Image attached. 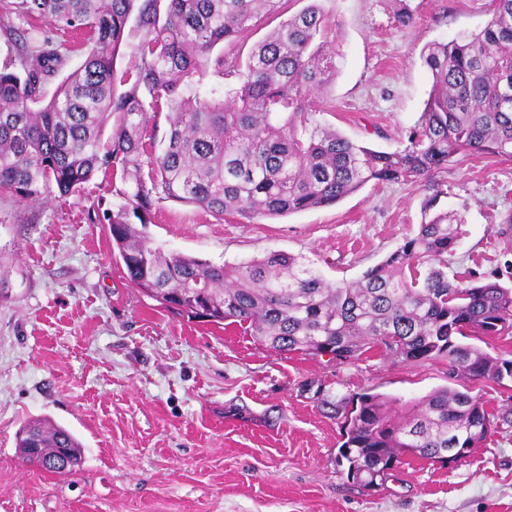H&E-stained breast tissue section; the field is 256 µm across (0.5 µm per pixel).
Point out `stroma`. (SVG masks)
<instances>
[{
	"instance_id": "1",
	"label": "stroma",
	"mask_w": 512,
	"mask_h": 512,
	"mask_svg": "<svg viewBox=\"0 0 512 512\" xmlns=\"http://www.w3.org/2000/svg\"><path fill=\"white\" fill-rule=\"evenodd\" d=\"M323 0L342 31L338 74L317 123L381 150L404 148L431 80L425 44L480 30L490 0ZM439 206L464 224L449 274L512 261V159L457 156ZM119 181L31 207L0 196V512H512V380L473 383L498 423L467 458H407L368 490L338 464L346 410L364 393L410 401L449 386L444 360L369 353L344 363L269 349L236 325L164 308L129 281L104 213ZM417 183L367 184L335 205L281 219L216 217L163 200L154 243L229 265L302 257L334 284L358 279L422 222ZM47 418L82 441L67 476L19 459L16 434Z\"/></svg>"
}]
</instances>
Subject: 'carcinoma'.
<instances>
[{"label": "carcinoma", "mask_w": 512, "mask_h": 512, "mask_svg": "<svg viewBox=\"0 0 512 512\" xmlns=\"http://www.w3.org/2000/svg\"><path fill=\"white\" fill-rule=\"evenodd\" d=\"M279 2L0 0V36L14 50L0 68V194L44 205L80 195L99 171L118 174L128 187L116 191L107 215L112 247L130 281L165 307L236 324L278 352L346 361L376 351L404 362L446 359L450 374L466 381L511 378L512 360L458 337L511 331L512 285L499 273L448 278L459 237L453 223L461 220L436 207L444 196L437 177L456 156L512 158V0H492L481 30L422 48L431 90L408 145L395 152L311 120L338 72L340 32L321 0H309L240 57L238 44ZM393 2L395 25L413 26L409 0ZM11 15L29 27L4 23ZM65 30L87 44L73 69L71 45L55 37ZM129 33L139 37L135 62L119 74L114 57ZM220 43L228 50L212 56ZM210 69L229 83L205 84ZM162 111L168 129L160 135L148 124ZM370 182L424 183V220L342 285L292 255L214 265L167 252L145 232L162 199L218 216L277 219L334 205ZM396 404L370 394L345 416L339 455L364 487L368 473L408 451L442 462L450 448L480 447L493 428L466 387L436 389L398 411ZM16 448L23 462L57 476L81 463V442L47 419L26 422ZM59 448L70 452L66 470L45 465Z\"/></svg>", "instance_id": "cac0c4a2"}]
</instances>
